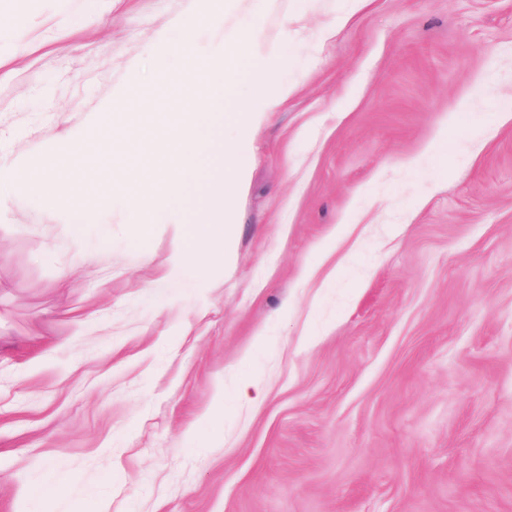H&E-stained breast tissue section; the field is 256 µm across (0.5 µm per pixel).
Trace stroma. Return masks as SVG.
Returning <instances> with one entry per match:
<instances>
[{"label": "stroma", "mask_w": 512, "mask_h": 512, "mask_svg": "<svg viewBox=\"0 0 512 512\" xmlns=\"http://www.w3.org/2000/svg\"><path fill=\"white\" fill-rule=\"evenodd\" d=\"M27 9L0 28L3 167L92 142L122 84L181 113L166 33L261 30L294 86L242 148L231 260L177 281L237 136L217 85L150 235L116 195L82 224L0 197V512H512V0ZM195 21L199 26L208 27L221 19L225 12L232 11L238 0H196Z\"/></svg>", "instance_id": "35a3bbf8"}]
</instances>
